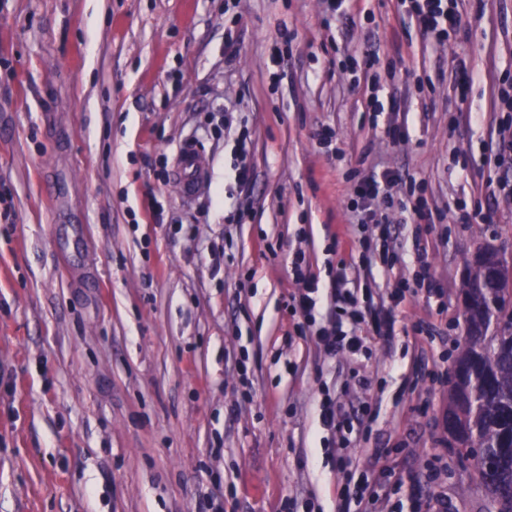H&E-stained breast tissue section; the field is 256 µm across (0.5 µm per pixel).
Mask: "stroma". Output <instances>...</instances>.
Wrapping results in <instances>:
<instances>
[{
	"label": "stroma",
	"instance_id": "obj_1",
	"mask_svg": "<svg viewBox=\"0 0 512 512\" xmlns=\"http://www.w3.org/2000/svg\"><path fill=\"white\" fill-rule=\"evenodd\" d=\"M350 15L325 21L323 0H0V512H211L213 494L224 512H338L341 458L378 478L377 512L401 490L476 512L443 418L466 259L512 247L496 190L512 181L498 150L512 0H466L441 46L397 0H351ZM327 128L338 153L317 144ZM231 131L250 137L252 183L235 179ZM186 144L204 158L188 199ZM363 154L422 181L443 219L420 232L393 216V269L349 277L394 334L331 357L297 331L288 262L304 253L324 286L350 262ZM236 201L248 223H225ZM464 208L488 223H462ZM420 253L442 303L393 302ZM325 390L348 416L372 406L349 447L318 425Z\"/></svg>",
	"mask_w": 512,
	"mask_h": 512
}]
</instances>
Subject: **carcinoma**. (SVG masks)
Here are the masks:
<instances>
[{"mask_svg":"<svg viewBox=\"0 0 512 512\" xmlns=\"http://www.w3.org/2000/svg\"><path fill=\"white\" fill-rule=\"evenodd\" d=\"M498 264L496 287L479 269L462 284L482 302L462 306L466 336L454 363L463 375L448 395V435L485 494L478 512H512V258L501 251Z\"/></svg>","mask_w":512,"mask_h":512,"instance_id":"obj_1","label":"carcinoma"}]
</instances>
